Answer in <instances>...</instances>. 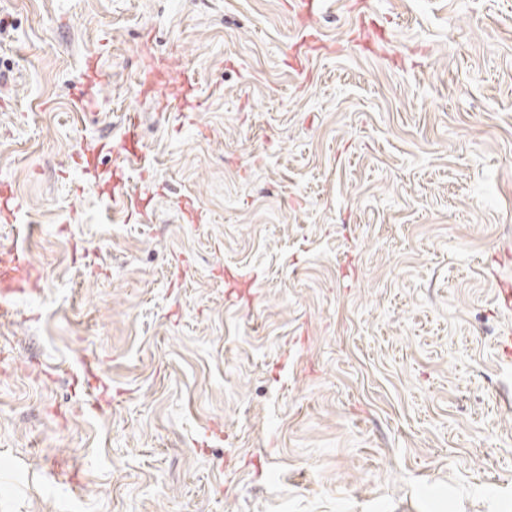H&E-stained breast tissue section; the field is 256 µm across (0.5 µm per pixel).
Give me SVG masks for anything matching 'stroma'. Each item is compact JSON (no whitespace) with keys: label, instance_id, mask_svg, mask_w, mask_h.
<instances>
[{"label":"stroma","instance_id":"obj_1","mask_svg":"<svg viewBox=\"0 0 512 512\" xmlns=\"http://www.w3.org/2000/svg\"><path fill=\"white\" fill-rule=\"evenodd\" d=\"M292 2L0 0V512H512V0ZM187 74L188 71L186 70H183L182 73L177 72V78L173 83L165 81L163 84H160L156 77L155 79L150 80L151 89L157 92L158 102L160 104L159 110L161 112L167 107L169 96L173 94L176 87H182L184 89L189 87L190 77ZM3 202L2 213L12 224H21V233L17 232L13 238L6 258L0 263V280L5 288H19L22 283L33 284L42 276V270L29 259V242L33 232L31 224H24L21 208H9L8 201L13 198L6 186H1Z\"/></svg>","mask_w":512,"mask_h":512}]
</instances>
